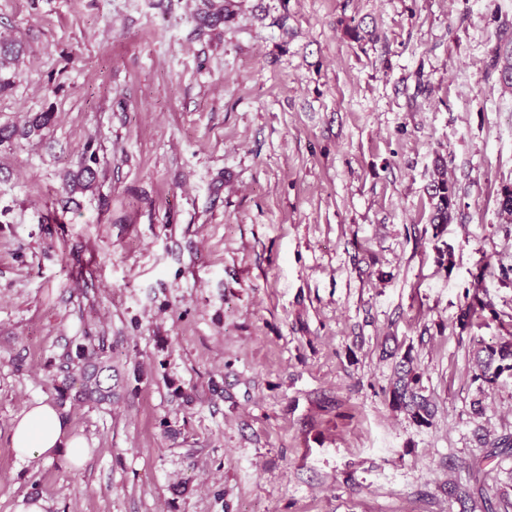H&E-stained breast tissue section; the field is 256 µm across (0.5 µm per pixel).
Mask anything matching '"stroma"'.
<instances>
[{"mask_svg":"<svg viewBox=\"0 0 512 512\" xmlns=\"http://www.w3.org/2000/svg\"><path fill=\"white\" fill-rule=\"evenodd\" d=\"M1 42L0 512H460L478 462L512 512V454L477 439L512 435V378L471 380L475 340L512 338V0H0ZM470 293L494 311L465 330ZM101 334L111 404H59ZM385 346L432 425L392 410ZM37 400L81 467L14 458ZM442 165H437L438 177L434 180L431 187V199L433 203V213L431 223L438 227L439 224H448L452 219V212L455 206V192L451 184H448V179L445 178Z\"/></svg>","mask_w":512,"mask_h":512,"instance_id":"35a3bbf8","label":"stroma"}]
</instances>
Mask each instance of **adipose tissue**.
I'll use <instances>...</instances> for the list:
<instances>
[{
    "label": "adipose tissue",
    "instance_id": "adipose-tissue-1",
    "mask_svg": "<svg viewBox=\"0 0 512 512\" xmlns=\"http://www.w3.org/2000/svg\"><path fill=\"white\" fill-rule=\"evenodd\" d=\"M10 448L15 459L23 463L61 457L78 464L86 457L83 438L70 431L53 405L41 402L30 405L18 417Z\"/></svg>",
    "mask_w": 512,
    "mask_h": 512
}]
</instances>
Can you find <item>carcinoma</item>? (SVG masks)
<instances>
[{"label":"carcinoma","mask_w":512,"mask_h":512,"mask_svg":"<svg viewBox=\"0 0 512 512\" xmlns=\"http://www.w3.org/2000/svg\"><path fill=\"white\" fill-rule=\"evenodd\" d=\"M437 173L438 177L431 187V223L436 226L450 223L455 206V192L444 177L442 167H437ZM486 310L496 314L487 302H468L460 308L458 320L462 326L472 327ZM60 370L64 374L62 384L57 388L60 403L69 399L96 405L112 403V357L108 353L106 337H84V341L76 344L75 350H68L62 355ZM472 371L473 381L482 385L495 384L505 372L512 376V341L486 344L473 350ZM424 391L421 375L413 365L411 353L407 351L396 363L389 404L393 409L405 412L417 424L429 426L435 416V406ZM454 493L457 501L463 505L469 504L474 508L479 500L484 509L492 508L478 478L475 479V486L458 487Z\"/></svg>","instance_id":"1"}]
</instances>
